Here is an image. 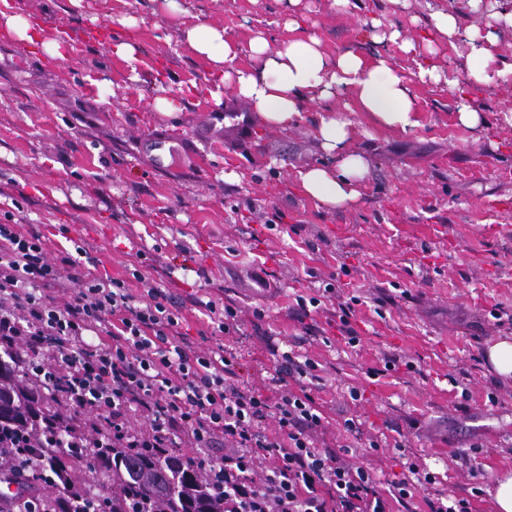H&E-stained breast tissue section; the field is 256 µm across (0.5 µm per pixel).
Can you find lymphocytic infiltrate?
Returning a JSON list of instances; mask_svg holds the SVG:
<instances>
[{
  "mask_svg": "<svg viewBox=\"0 0 512 512\" xmlns=\"http://www.w3.org/2000/svg\"><path fill=\"white\" fill-rule=\"evenodd\" d=\"M84 248L49 258L41 233L0 224V350L13 353L50 418L0 435V476L23 487L0 512H112L92 483H58L57 463L80 464L93 448L158 455L182 449L224 495V512H414L422 474L381 489L351 446L321 448L327 418L319 365L291 351L275 359L271 395L239 383L232 305L202 302V349L187 340L182 309L140 269L128 277L82 274ZM223 447L221 457L211 451Z\"/></svg>",
  "mask_w": 512,
  "mask_h": 512,
  "instance_id": "obj_1",
  "label": "lymphocytic infiltrate"
}]
</instances>
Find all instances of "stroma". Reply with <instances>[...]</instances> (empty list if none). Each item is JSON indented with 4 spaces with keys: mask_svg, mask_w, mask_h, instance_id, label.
Segmentation results:
<instances>
[{
    "mask_svg": "<svg viewBox=\"0 0 512 512\" xmlns=\"http://www.w3.org/2000/svg\"><path fill=\"white\" fill-rule=\"evenodd\" d=\"M12 12L39 17L46 32L68 28L76 48L53 61L0 35V213L47 238L56 257L85 247L98 275L123 278L131 247H144L142 269L185 305L188 339L201 344L202 315L192 304L207 284L238 305L247 336L241 381L259 384L271 366V343L310 355L323 366L320 394L329 417L319 439L342 440V422L356 417L366 434L402 441L403 450H358L381 483L407 475L404 454L421 456L445 488L470 496L473 512H494L489 494L512 471V378H502L485 352L512 337L496 306L512 308V84L474 90L485 124L473 131L456 117L457 90L412 83L421 126L403 135L374 127L356 113L352 150L371 173L359 201L328 210L305 196L294 173L321 159L313 137L314 103L288 131L252 114L250 141L238 140L212 115L209 74L181 40L161 0H8ZM437 0H187L191 23L223 26L247 41L253 29L274 40L291 37L289 20L316 33L332 56L346 51L392 56L400 71L414 55L389 41L358 40L364 19L399 30L416 55L444 70L465 61L435 36ZM138 21L136 69L114 57L124 18ZM109 27L111 40L98 39ZM139 81H131V71ZM107 79L99 96L91 80ZM180 111L153 107L159 89L177 94ZM299 225L279 233V225ZM264 265L270 289L255 293L252 271ZM337 274L362 287L367 304L351 322L361 343L348 348L338 302L312 315L313 332L292 314L294 296ZM263 309L256 317L255 309ZM396 355L394 370L375 378L367 368ZM362 398L351 401L348 387ZM498 404H490V395ZM482 495L471 497L472 487Z\"/></svg>",
    "mask_w": 512,
    "mask_h": 512,
    "instance_id": "obj_1",
    "label": "stroma"
}]
</instances>
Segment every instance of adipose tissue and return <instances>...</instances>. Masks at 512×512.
I'll list each match as a JSON object with an SVG mask.
<instances>
[{
	"label": "adipose tissue",
	"instance_id": "ef3b65f1",
	"mask_svg": "<svg viewBox=\"0 0 512 512\" xmlns=\"http://www.w3.org/2000/svg\"><path fill=\"white\" fill-rule=\"evenodd\" d=\"M163 2L182 39L207 64L214 100L232 90L257 109L263 124L284 132L304 121L306 99L317 101L313 135L324 159L298 169L295 179L307 197L325 208L355 202L370 175L369 161L350 148L354 122L346 111L336 108L337 94L351 93L356 111L369 114L378 127L408 135L420 125L407 81L387 55L366 57L347 51L327 56L320 39L298 33L293 20L288 23L295 32L292 38L274 41L257 31L243 44L227 37L223 27L187 23L189 11L180 0ZM493 18L494 27L483 31L473 26L461 28L457 16L442 9L431 15L435 34L451 41L465 40L467 76L471 84L480 87L512 77V60L495 51V27H512V9L498 10ZM0 27L50 59L67 57L66 41L46 36L37 20L11 14Z\"/></svg>",
	"mask_w": 512,
	"mask_h": 512
}]
</instances>
